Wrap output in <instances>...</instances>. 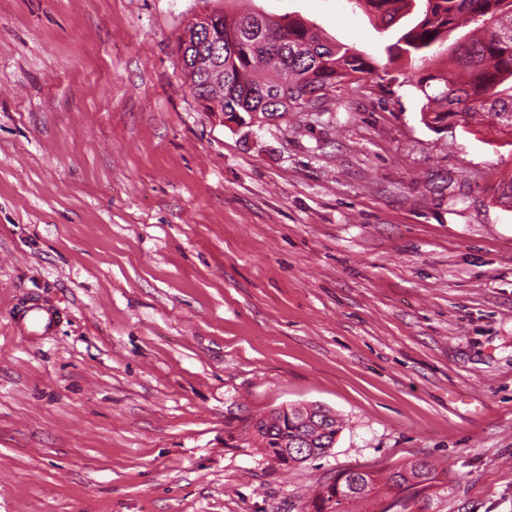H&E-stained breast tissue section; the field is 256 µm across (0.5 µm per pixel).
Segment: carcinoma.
Masks as SVG:
<instances>
[{
	"label": "carcinoma",
	"instance_id": "obj_1",
	"mask_svg": "<svg viewBox=\"0 0 512 512\" xmlns=\"http://www.w3.org/2000/svg\"><path fill=\"white\" fill-rule=\"evenodd\" d=\"M362 2L383 29H393V42L386 46L390 58L417 70L426 99L421 117L428 127L467 125L479 116L486 130L512 136V0ZM406 17L410 22L399 24ZM466 24L474 25L470 35L448 43ZM210 25L222 28V37L200 38L178 49L179 58L199 100L214 93V71H224L220 103L228 121L239 125L247 116L303 109L324 91L376 70L356 49L329 43L295 18L218 14ZM248 429L261 454L286 470L326 456L341 421L273 410ZM447 496L448 480L437 467L415 459L393 465L382 477L372 470L341 471L321 486L305 512H354L360 502L373 503L375 512L405 510L411 501L427 509Z\"/></svg>",
	"mask_w": 512,
	"mask_h": 512
}]
</instances>
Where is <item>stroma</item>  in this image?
<instances>
[{
    "label": "stroma",
    "instance_id": "35a3bbf8",
    "mask_svg": "<svg viewBox=\"0 0 512 512\" xmlns=\"http://www.w3.org/2000/svg\"><path fill=\"white\" fill-rule=\"evenodd\" d=\"M207 8L377 70L237 126L177 53ZM390 42L360 0H0V512H301L420 458L429 512H512V145L426 126ZM298 404L342 429L284 471L241 430ZM60 318L61 312L58 309L37 302L30 306L23 322L30 332L46 333L56 327Z\"/></svg>",
    "mask_w": 512,
    "mask_h": 512
}]
</instances>
